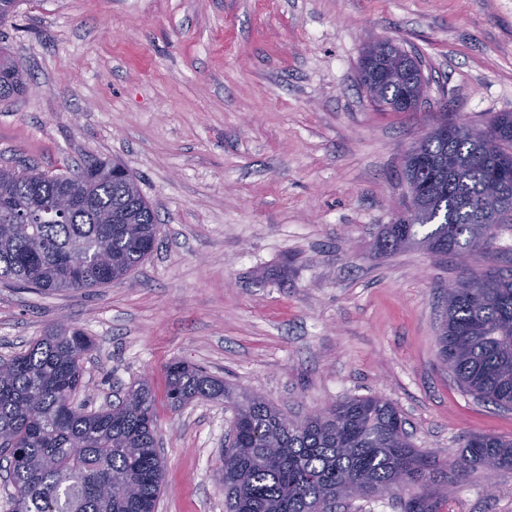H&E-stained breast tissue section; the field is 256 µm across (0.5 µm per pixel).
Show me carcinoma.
<instances>
[{
  "mask_svg": "<svg viewBox=\"0 0 512 512\" xmlns=\"http://www.w3.org/2000/svg\"><path fill=\"white\" fill-rule=\"evenodd\" d=\"M363 56L359 81L377 106L415 112L425 84L418 56L389 41ZM24 71L0 48V99L24 94ZM468 134H425L409 151L401 178L418 182L419 203L386 225L383 253L415 242L462 259L489 246L512 224V112ZM0 189V283L43 292L93 288L121 280L157 244V214L120 162L92 158L74 173L8 168ZM79 180L86 207L59 212L49 203ZM434 225L421 239L416 227ZM441 360L476 399L512 409V270L467 271L448 293L437 336ZM93 341L78 328L49 327L29 349L0 363V468L14 487L13 512H155L163 460L157 410L147 383L129 387L108 408L87 413L68 399L82 379ZM167 401L230 398L224 382L184 362L166 369ZM81 451L71 452L74 444ZM512 467V439L473 434L449 472ZM226 512H335L381 489L408 495L406 512H435L438 479L431 456L416 448L397 408L379 397L349 398L285 421L262 397L236 403L234 435L217 472Z\"/></svg>",
  "mask_w": 512,
  "mask_h": 512,
  "instance_id": "cac0c4a2",
  "label": "carcinoma"
}]
</instances>
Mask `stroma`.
I'll return each instance as SVG.
<instances>
[{"instance_id": "obj_1", "label": "stroma", "mask_w": 512, "mask_h": 512, "mask_svg": "<svg viewBox=\"0 0 512 512\" xmlns=\"http://www.w3.org/2000/svg\"><path fill=\"white\" fill-rule=\"evenodd\" d=\"M375 39L421 54L417 111L380 110L360 88ZM1 45L29 89L0 101V164L56 174L120 160L159 231L125 279L54 294L0 284V360L63 321L95 342L75 406L99 410L148 380L156 512H225L233 407L170 411L175 360L291 417L382 396L443 470L465 434L512 438V411L476 401L438 356L459 268L417 245L376 248L423 129L442 112H512V0H20ZM468 264L512 268V224ZM437 512H512V468L473 471Z\"/></svg>"}]
</instances>
